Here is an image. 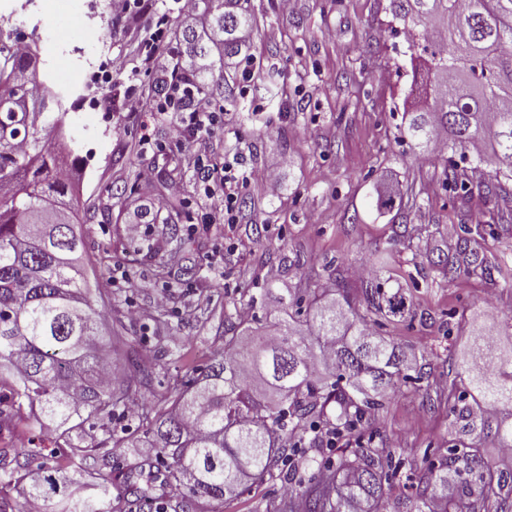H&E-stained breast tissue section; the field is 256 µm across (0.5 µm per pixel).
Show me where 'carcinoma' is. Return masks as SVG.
<instances>
[{"mask_svg":"<svg viewBox=\"0 0 512 512\" xmlns=\"http://www.w3.org/2000/svg\"><path fill=\"white\" fill-rule=\"evenodd\" d=\"M212 2L197 0L200 15L206 29L224 39L185 30L190 55H237L251 26L250 0H218L215 8ZM390 8L392 21L403 24L408 50L420 59L413 87L427 107L409 124L419 150H433L445 133L447 166L470 155L491 165L495 176L512 179V0H391ZM35 67L33 50L20 53L0 43V362L12 374L8 381L0 378V394L9 398L14 416L59 430L73 448L71 466L83 471V450L73 434L92 418H112L125 400L116 386L139 382L145 366L130 358L121 378L105 375L112 368V357L104 356L111 339L102 334L101 315L74 265L82 240L73 185L63 176L72 153L64 113L48 111L59 97L30 77ZM37 237L50 248H32L29 239ZM362 292L377 316L373 321L358 315L346 288L341 301L307 303L296 290L276 295L267 286L260 298H251V307L264 310V317L252 320L274 329V341L263 334L248 343L230 341L202 376L180 384L169 406L141 408L146 443L166 467L165 480L181 487L173 512H198L201 503L232 496L247 481L277 475L293 481L299 450H320L321 420L334 417L336 433L349 435L401 387L423 381L405 347L371 328L380 318L410 313L403 288L375 276ZM270 298L293 310L290 319H271ZM329 346L330 363L312 372V360ZM467 364L469 386L449 412V425L461 438L426 474L440 512H456L457 503L475 498L495 500L512 488V470L493 469L464 440L491 436L512 448V423L476 414L481 406L512 407V375L494 376L495 345L480 334L472 338ZM392 459L384 448L327 458L318 463L320 481L291 490L284 512H387ZM43 472L35 481L20 463L7 472L0 512L11 508V489L50 512H112L111 474L98 470L96 479L81 481L58 476L55 466ZM137 477L145 485H127L130 507L155 497V477Z\"/></svg>","mask_w":512,"mask_h":512,"instance_id":"obj_1","label":"carcinoma"}]
</instances>
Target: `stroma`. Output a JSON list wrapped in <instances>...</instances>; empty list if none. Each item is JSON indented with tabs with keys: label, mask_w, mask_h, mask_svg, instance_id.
I'll return each instance as SVG.
<instances>
[{
	"label": "stroma",
	"mask_w": 512,
	"mask_h": 512,
	"mask_svg": "<svg viewBox=\"0 0 512 512\" xmlns=\"http://www.w3.org/2000/svg\"><path fill=\"white\" fill-rule=\"evenodd\" d=\"M140 29L153 31L158 17L169 20L166 33L175 55L186 45L189 27L177 0H148ZM389 0H297L282 14L279 0H250L251 81L242 64L217 63L206 88L223 100L225 83L236 84V97L224 130V154L243 169L279 158L288 164L278 183L245 188L239 222L204 226L203 198L187 164L188 144L180 137L181 116L130 115L121 110L128 86H154L159 71L147 67L142 50L126 34L113 36L111 59L122 65L119 84L105 83L98 97L111 108L82 111L83 91L68 94L65 123L78 157L76 184L83 244L77 257L85 269L93 305L102 311V331L112 339L119 359L140 356L147 383L133 387L128 407L169 396L175 381L202 372L225 341L255 336L241 326L250 315V299L266 285L285 288H333L342 280L358 308L367 302L356 269L381 271L402 286L414 315L384 322L383 336L394 338L421 356L427 377L387 400L346 448L394 450L397 474L388 491L390 512H420V479L448 455L451 395L462 383L456 365L469 340L480 333L494 337L501 369L512 372V181L497 183L492 168L469 162L458 174L473 189L460 198L447 186L444 165L418 159L407 134L420 102L410 91L406 44L391 37ZM279 133L268 138L266 124ZM151 142L141 145L140 137ZM151 168L155 194L139 189V173ZM397 192L396 207L378 213L376 197L384 182ZM180 183L172 197L168 189ZM175 216L176 238L158 237L153 250L126 236L137 212L156 211L158 198ZM466 243L479 254L486 272L449 279L432 266L439 251ZM235 246L237 257L224 250ZM291 266H284V259ZM129 280L113 286L120 274ZM176 292H169V285ZM169 293L166 308L154 297ZM103 427H85L82 447L108 457L114 467L112 498L125 494L124 474L155 463L151 448L102 444ZM31 450L30 473L41 463L62 466L71 450L64 441L12 421L0 433V448ZM286 481L246 485L233 497L211 502L210 512H280L288 497Z\"/></svg>",
	"instance_id": "35a3bbf8"
}]
</instances>
